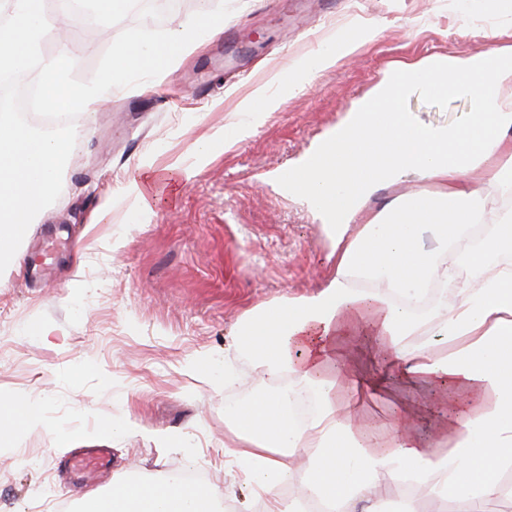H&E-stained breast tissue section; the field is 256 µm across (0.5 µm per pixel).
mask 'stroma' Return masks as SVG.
Masks as SVG:
<instances>
[{
  "mask_svg": "<svg viewBox=\"0 0 512 512\" xmlns=\"http://www.w3.org/2000/svg\"><path fill=\"white\" fill-rule=\"evenodd\" d=\"M231 4V39L205 37L142 92L116 89L74 148L60 197L33 229L37 237L48 224L76 229L58 279L34 289L24 267L0 274V398L28 395L47 423L24 433L14 462L0 465V512H78L83 492L70 485L68 452L52 441L68 431L112 451L99 494L125 477L156 482L198 468L229 512H265L224 462L225 405L253 394L251 362L244 354L232 360L240 381L231 386L192 365L202 355L223 361L246 313L314 293L335 272V235L280 175L304 162L386 72L512 46V14L495 0L469 13L454 0ZM138 22L123 11L103 40L76 48V77L89 80L115 38ZM362 23L377 28L374 40L305 85L277 83L294 62ZM260 86L278 108L250 137L198 165L196 144L238 122L242 101ZM403 106L422 124L454 128L469 120L472 100L412 90ZM144 155L157 170L179 173L154 185L148 212L117 193ZM29 323L53 333L23 337ZM107 414L125 427L109 441L96 434ZM164 434L180 436L182 446L161 442Z\"/></svg>",
  "mask_w": 512,
  "mask_h": 512,
  "instance_id": "stroma-1",
  "label": "stroma"
}]
</instances>
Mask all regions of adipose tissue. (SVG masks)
I'll return each mask as SVG.
<instances>
[{"label":"adipose tissue","mask_w":512,"mask_h":512,"mask_svg":"<svg viewBox=\"0 0 512 512\" xmlns=\"http://www.w3.org/2000/svg\"><path fill=\"white\" fill-rule=\"evenodd\" d=\"M376 30L328 43L301 61L289 84L306 83L372 41ZM472 92L470 121L448 129L420 124L399 105L407 90ZM276 99L257 88L242 119L225 129V146L249 137ZM383 117H376L377 109ZM512 169V49L443 56L389 73L361 100L316 156L289 171V191L323 214L336 234V269L320 291L269 304L250 315L224 352H247L261 380L253 397L225 410L231 434L224 456L265 502V512H302L317 500L329 512H387L379 478L415 479L422 496L448 498L460 512H490L503 489L496 467L512 460V210L502 205L501 174ZM408 181L430 190L400 196L372 218L368 201ZM456 305L411 308L431 285L458 267ZM372 336L375 364L396 367L431 398L401 408L385 443L367 434L364 398L386 391V380L361 372L344 337ZM303 390L317 398L307 421L294 414ZM442 408L430 438L410 417ZM24 394L0 402V448L44 426ZM307 481L294 500L280 488L296 466ZM211 488L174 482L117 481L107 497L89 495L80 512H223Z\"/></svg>","instance_id":"obj_1"}]
</instances>
